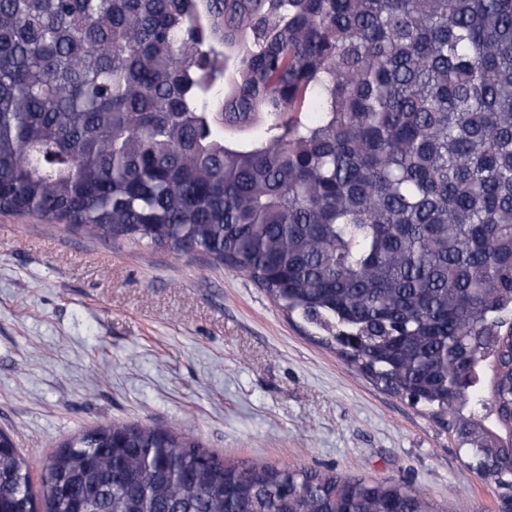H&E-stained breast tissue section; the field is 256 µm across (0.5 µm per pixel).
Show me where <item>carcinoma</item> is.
Listing matches in <instances>:
<instances>
[{"label":"carcinoma","mask_w":512,"mask_h":512,"mask_svg":"<svg viewBox=\"0 0 512 512\" xmlns=\"http://www.w3.org/2000/svg\"><path fill=\"white\" fill-rule=\"evenodd\" d=\"M0 212L202 249L512 480V0H0ZM36 500L439 512L142 424L73 435L36 490L5 436L0 512Z\"/></svg>","instance_id":"carcinoma-1"}]
</instances>
